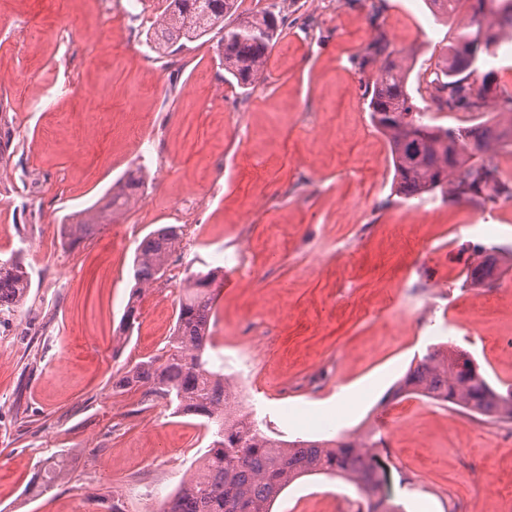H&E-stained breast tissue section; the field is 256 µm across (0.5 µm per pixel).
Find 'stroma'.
<instances>
[{"label": "stroma", "mask_w": 512, "mask_h": 512, "mask_svg": "<svg viewBox=\"0 0 512 512\" xmlns=\"http://www.w3.org/2000/svg\"><path fill=\"white\" fill-rule=\"evenodd\" d=\"M165 0L141 14L98 0H0V257L21 253L24 305L0 313V512H158L209 439L143 389L115 388L161 354L189 272L246 249L253 270L215 303L214 364L267 337L243 408L269 435L316 440L371 425L399 512H512V423L385 394L429 346L470 358L512 389V201L405 199L365 89L385 35L414 74L434 69L448 25L426 0H285L265 79L239 87L220 33L152 50ZM142 166V195L75 249L61 226ZM183 234L165 275L135 299L131 265L152 230ZM498 264L466 280L475 246ZM66 478L35 494L40 460ZM340 479L288 487L273 512H333Z\"/></svg>", "instance_id": "obj_1"}]
</instances>
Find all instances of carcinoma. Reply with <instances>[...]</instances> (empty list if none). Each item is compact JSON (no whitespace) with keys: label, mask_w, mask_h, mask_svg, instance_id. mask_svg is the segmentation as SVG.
Instances as JSON below:
<instances>
[{"label":"carcinoma","mask_w":512,"mask_h":512,"mask_svg":"<svg viewBox=\"0 0 512 512\" xmlns=\"http://www.w3.org/2000/svg\"><path fill=\"white\" fill-rule=\"evenodd\" d=\"M448 17V53L422 78L425 93L438 112L482 113L495 105L512 122V94L498 90L487 59L503 46V26L491 21L500 11L512 12V0H428ZM237 0H166L162 19L147 40L167 49L183 40L196 41L212 30L224 31L219 47L224 70L237 85L248 88L262 78L270 50L280 35L283 16L273 3L243 18H234ZM369 52L381 59L380 74L366 90L370 120L388 143L396 192L408 199L440 195L449 200L480 198L484 205L512 200V182L501 178L486 159L492 146L509 133L501 121L487 118L469 126L435 123L429 107H420L409 91L411 65L389 51L383 39ZM143 186L129 172L112 184L100 200L73 215L62 226L70 249L90 237L98 224L126 211ZM181 237L180 227L162 226L141 243L133 261L135 288L164 275ZM496 258L480 251L467 278L484 282ZM222 269L190 273L184 280L176 325L163 354L142 360L124 372L118 385L143 388L153 401L174 413L200 421L213 441L202 465L158 512H272L278 497L294 482L326 476L352 483L362 497L357 512H388L384 508L385 468L375 448L384 444L371 430L362 436L333 440L287 441L272 437L247 416L224 413V366L211 363V319ZM30 287L23 259H0V312L15 310ZM417 396L448 406L479 420L512 422V393L495 390L472 361L454 358L440 344L431 347L408 370L393 397ZM62 460H46L39 478L45 488L64 479Z\"/></svg>","instance_id":"1"}]
</instances>
